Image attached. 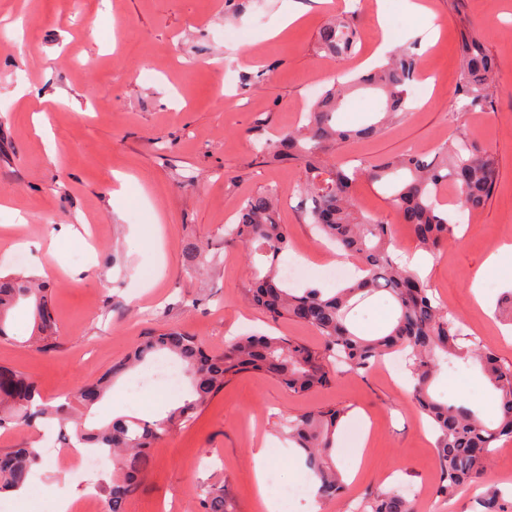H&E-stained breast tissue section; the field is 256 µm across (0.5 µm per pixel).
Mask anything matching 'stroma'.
<instances>
[{
  "instance_id": "obj_1",
  "label": "stroma",
  "mask_w": 512,
  "mask_h": 512,
  "mask_svg": "<svg viewBox=\"0 0 512 512\" xmlns=\"http://www.w3.org/2000/svg\"><path fill=\"white\" fill-rule=\"evenodd\" d=\"M429 12L401 0L402 27L393 46L417 45L432 73L426 98L378 138L324 153L333 164L365 167L417 146L422 154L460 135L488 148L498 170L485 207L460 226L455 241L432 259L425 276L465 334L512 365V325L496 311L512 291V0H423ZM284 0H0V275L23 271L52 290L59 347L40 355L24 342L31 331L17 312L12 340L0 341V365L32 373L45 398L95 383L146 336L174 329L209 352L247 332L273 331L311 346L324 339L287 319L271 321L252 306L247 250L225 244L229 210L257 192L278 194V220L288 230L287 258L303 281L332 288L327 269L353 267L316 236L304 209L305 172L296 161L259 153L256 139H277L302 125L314 82L330 85L341 71L365 70L378 44L385 12L364 0L357 22L362 41L343 62L320 51L318 34L332 13L320 0H295L303 16L281 28ZM476 31L497 63L490 102L465 110L457 95L459 44ZM219 66H211V59ZM234 70L232 89L225 70ZM50 96L42 109L46 136L35 134L26 84ZM130 176L120 207L112 205L115 174ZM362 211L390 224L399 256L418 248L399 224L385 191L359 179ZM28 242L16 263L12 245ZM208 243L198 267L189 244ZM496 263H489L490 255ZM397 309L384 293L350 313L356 330L383 334ZM458 379L440 371L431 386L441 400H462L492 413L497 395L477 363ZM135 368L88 409L77 425L93 429L121 417L158 420L180 403L162 387L131 400ZM409 380H391L381 367L343 372L327 388L289 394L279 383L243 374L225 386L195 422L160 441L126 512H195L206 485L220 482L233 512H257L253 452L267 447L277 477L267 494L277 512H349L350 499L398 489L418 493L419 512H471L473 489L449 501L432 494L439 478L434 436L411 395ZM347 408L334 460L353 472L344 498L286 503L278 487L311 476L280 424L324 405ZM365 447H358L360 438ZM67 452L43 458L30 485L35 494H0V512H56L61 500L81 499L69 478Z\"/></svg>"
}]
</instances>
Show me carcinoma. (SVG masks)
<instances>
[{"mask_svg":"<svg viewBox=\"0 0 512 512\" xmlns=\"http://www.w3.org/2000/svg\"><path fill=\"white\" fill-rule=\"evenodd\" d=\"M360 31L353 17L345 16L323 26L321 50L342 60L355 54ZM458 91L465 107H480L492 93L496 65L481 37L462 36ZM419 58L410 47L397 49L387 62L364 76L336 81L325 90L298 130L261 144L259 152L296 160L304 165L307 212L319 235L340 251L354 257L361 276L336 289L332 295L318 288H288L278 276V264L288 249L286 226L275 218L276 194L272 189L246 199L240 223L224 228V238L248 250L252 265L248 299L273 321L286 318L315 329L325 342L312 347L295 339L274 335L239 336L211 353L189 335L162 329L145 339L110 376L83 386L54 404L42 398L34 378L21 370L0 366V429L33 426L54 421L66 431L72 402L90 407L99 401L112 378L126 369L164 353L181 362L191 381L189 397L167 417L144 421L120 418L98 429L78 431L75 437L85 448L110 451L114 470L104 487L106 512H125L127 498L144 473L148 451L178 428L195 420L212 398L233 378L244 372L269 377L289 393L303 395L332 383L330 367L339 363L347 370L364 373L389 354L406 360L411 373L413 398L435 433L434 451L440 472L434 487L438 498L451 499L461 488L483 479V464L497 444L512 440V366L504 365L489 347L466 339L460 320L448 315L432 289L420 276L400 267L392 256L389 225L360 213L352 198L357 171L327 166L316 153L327 145L370 140L384 125L409 111V88L419 73ZM379 91L385 102L383 117L357 129L337 121L349 89ZM373 183L394 189L391 201L399 223L413 231L418 247L436 254L455 237L459 222L443 208L440 191L451 182L459 190L457 212L473 213L487 203L497 185V167L489 152L458 136L435 148L433 159L402 154L380 161L363 171ZM386 293L396 302L398 315L389 331L366 337L356 333L348 320L350 311L364 299ZM31 310L33 329L29 343L49 354L57 348L58 330L50 290L32 276L14 274L0 279V339L9 337L12 311L21 304ZM476 360L497 392V410L484 418L464 402L435 399L430 391L441 363ZM348 409L326 405L296 415L284 423L288 439L298 449L306 467L318 480L317 496L332 499L344 491L332 456L336 429ZM33 448L0 450V492L28 483L34 466L40 464ZM200 512H227L224 491L208 485L200 494ZM363 512H417L415 503L398 490H389L365 501ZM473 512H512V500L496 484L475 499Z\"/></svg>","mask_w":512,"mask_h":512,"instance_id":"carcinoma-1","label":"carcinoma"}]
</instances>
